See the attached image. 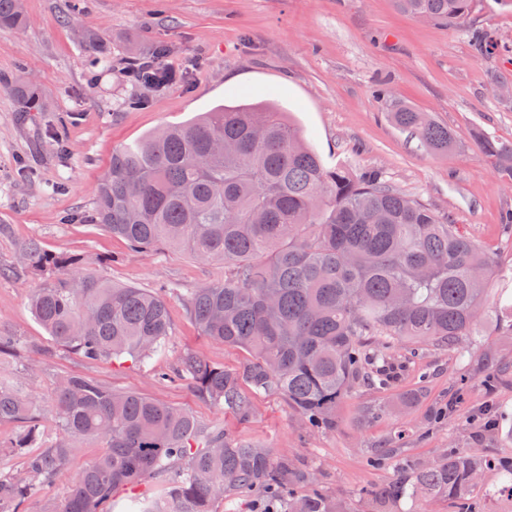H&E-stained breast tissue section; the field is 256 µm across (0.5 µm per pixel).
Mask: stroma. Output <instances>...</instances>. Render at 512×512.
<instances>
[{"mask_svg":"<svg viewBox=\"0 0 512 512\" xmlns=\"http://www.w3.org/2000/svg\"><path fill=\"white\" fill-rule=\"evenodd\" d=\"M25 24L0 30V333L21 348L0 359V381L22 385L40 415V445L62 435L55 410L63 375H87L115 392L134 391L189 412L205 428L234 442L268 450L273 459L314 476L343 512H374L373 492L403 470L438 460L449 448L512 458V334L480 326L471 363L424 348L395 384L369 386L336 409V426L306 428L276 394H255L243 421L198 393L187 380L162 384L180 356L194 352L237 369L243 351L203 336L186 299L194 289L224 281V263L168 247L137 249L90 223L96 187L116 148L162 125L182 124L220 105L272 102L288 112L326 166L381 172L407 197L429 205L481 250L512 266V232L501 222L512 210V183L485 156L481 136L512 143V94L492 90V76L512 81V51L478 52L472 30L512 44V0H481L469 25L451 28L400 13L394 0H23ZM98 31L106 62L83 47L85 29ZM166 44V63L183 82L135 85L123 69L129 50L147 57ZM32 80L43 108L23 113L6 81ZM447 126L448 153L433 155L397 128L378 89ZM90 263L115 285L164 290L171 334L148 364L90 362L63 347L34 318L29 296L42 284L23 267L21 247ZM53 347L43 359L40 351ZM505 382L487 389L489 371ZM469 386L457 393L456 380ZM409 436L386 464L370 463L400 427ZM107 444L78 442L65 477L39 485L27 512L60 505L77 477Z\"/></svg>","mask_w":512,"mask_h":512,"instance_id":"1","label":"stroma"}]
</instances>
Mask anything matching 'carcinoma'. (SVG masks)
<instances>
[{
    "label": "carcinoma",
    "mask_w": 512,
    "mask_h": 512,
    "mask_svg": "<svg viewBox=\"0 0 512 512\" xmlns=\"http://www.w3.org/2000/svg\"><path fill=\"white\" fill-rule=\"evenodd\" d=\"M478 0H395L417 19L465 24ZM24 24L21 0H0V28ZM26 111L36 87L11 88ZM394 124L433 154L454 138L399 100ZM512 181V144L481 139ZM91 221L135 248L170 247L224 261V283L187 301L203 334L248 355L229 370L186 353L161 381L192 380L204 397L246 420L253 393H278L312 428L336 424V408L357 386L385 388L422 346L464 356L479 322L512 331V275L447 218L396 191L377 173L328 167L274 104L221 106L184 125H165L112 152L96 189ZM25 266L47 274L31 311L55 344L90 361L123 355L144 364L162 353L171 323L163 294L101 280L78 258L31 240ZM498 302L487 305L493 282ZM63 437L32 451L39 438L33 402L0 385V423L24 424L15 448L21 474L0 472V512H25L35 483L64 476L79 438L108 450L69 485L51 512H112L117 489L147 477L170 480L163 492L133 501V512H212L215 500L260 489L274 512H341L314 489L299 496L303 473L268 451L225 440L190 414L135 392L114 393L91 377L59 384ZM512 496V460L458 448L374 492L380 512L404 499L439 496L456 512H481L473 500L483 473Z\"/></svg>",
    "instance_id": "1"
}]
</instances>
